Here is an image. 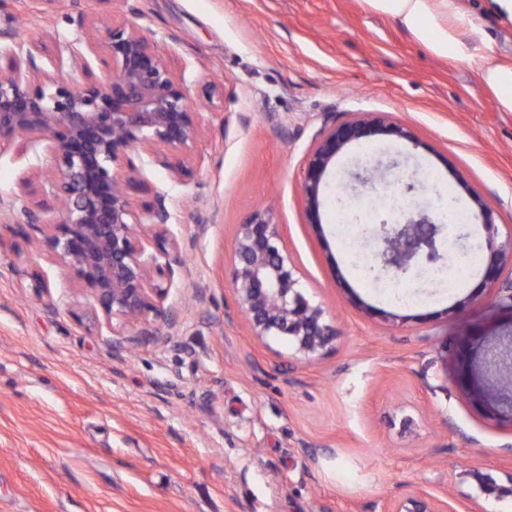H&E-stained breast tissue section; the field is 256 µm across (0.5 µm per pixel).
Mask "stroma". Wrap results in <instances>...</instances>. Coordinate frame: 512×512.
<instances>
[{"instance_id":"obj_1","label":"stroma","mask_w":512,"mask_h":512,"mask_svg":"<svg viewBox=\"0 0 512 512\" xmlns=\"http://www.w3.org/2000/svg\"><path fill=\"white\" fill-rule=\"evenodd\" d=\"M466 4L493 56L511 57L512 25L488 0ZM103 9L157 42L202 114V138L184 155L189 184L144 166L182 248L168 297L179 322L133 337L93 310L47 248L0 224V512H382L414 489L447 498L451 512H512V501H482L458 478L478 466L512 483V421L455 380L471 340L512 309L472 274L451 289L420 287L409 273L402 282L419 300L395 301L359 275L374 242L337 222L334 197L336 184L378 166L414 182L423 206L444 190L468 206L478 198L512 231V112L475 72L365 0H56L49 10L0 0V41L36 46L48 69L60 46L83 38L79 15ZM359 112L388 113L415 139L348 145L328 171L314 232L300 203L307 157L323 131ZM52 168L45 141L21 155L0 148V202L41 200L56 220ZM267 204L305 295L341 330L309 361L287 338L258 341L235 312L236 226ZM37 275L47 293H36ZM124 340L128 350L115 351Z\"/></svg>"}]
</instances>
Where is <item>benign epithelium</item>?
<instances>
[{"mask_svg":"<svg viewBox=\"0 0 512 512\" xmlns=\"http://www.w3.org/2000/svg\"><path fill=\"white\" fill-rule=\"evenodd\" d=\"M90 33L105 29L106 54L102 67L112 70L98 78L84 53L73 44L61 47L57 64L67 62L81 70L85 81L72 86L42 68L30 48H0V145L27 151L28 137L50 142L54 169L52 194L60 203L59 220L49 223L46 247L53 257L83 281L94 305L105 318H120L138 334L149 332L155 321L173 329L178 314L165 306L173 285L174 267L183 264L178 241L170 235L171 213L166 197L151 188L143 175V157L167 168L180 183L192 177L181 153L201 137L199 112L188 88L171 70L156 42L125 23L103 16L78 18ZM378 135L413 139L410 128L381 112L364 113L323 132L312 149L303 173L301 196L310 223L321 227V185L329 166L354 141ZM151 196L140 211L132 209L131 194ZM482 249L486 256L487 288L507 293L512 280L500 282L512 271V231L502 236L486 216ZM44 203L23 207L14 221L15 234L42 224ZM424 208L384 221L373 233L375 250L370 266L379 279H397L442 258L440 224ZM235 307L260 341L286 337L295 351L309 359L332 348L339 330L326 318L322 305L301 291L293 261L282 244L281 225L267 211L252 213L237 225L229 257ZM479 377L468 369L458 380L472 383V396L491 409L492 416L512 422V385L501 381L512 373V337L479 340ZM460 477L471 480L485 498L512 496L494 475L471 468ZM383 512H448V502L420 490L386 505Z\"/></svg>","mask_w":512,"mask_h":512,"instance_id":"7a95c632","label":"benign epithelium"}]
</instances>
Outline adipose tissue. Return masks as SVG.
<instances>
[{
    "label": "adipose tissue",
    "instance_id": "ef3b65f1",
    "mask_svg": "<svg viewBox=\"0 0 512 512\" xmlns=\"http://www.w3.org/2000/svg\"><path fill=\"white\" fill-rule=\"evenodd\" d=\"M392 17L435 56L465 62L491 91L500 111L512 112V60L490 57L485 31L462 0H367Z\"/></svg>",
    "mask_w": 512,
    "mask_h": 512
}]
</instances>
